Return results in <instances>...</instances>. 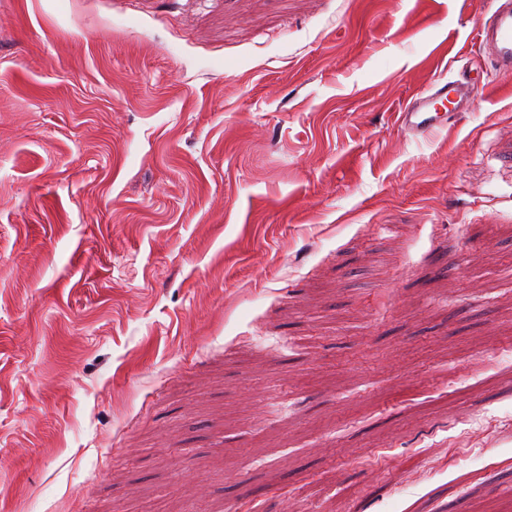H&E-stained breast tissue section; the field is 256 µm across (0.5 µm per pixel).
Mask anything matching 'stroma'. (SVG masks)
<instances>
[{
  "instance_id": "35a3bbf8",
  "label": "stroma",
  "mask_w": 512,
  "mask_h": 512,
  "mask_svg": "<svg viewBox=\"0 0 512 512\" xmlns=\"http://www.w3.org/2000/svg\"><path fill=\"white\" fill-rule=\"evenodd\" d=\"M494 8L0 0V512H512ZM473 99L474 87L468 72L462 70L458 76L437 79L425 92L413 96L397 112L396 122L405 134L424 135L471 112Z\"/></svg>"
}]
</instances>
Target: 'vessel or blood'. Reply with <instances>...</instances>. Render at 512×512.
I'll return each mask as SVG.
<instances>
[{
    "label": "vessel or blood",
    "instance_id": "vessel-or-blood-1",
    "mask_svg": "<svg viewBox=\"0 0 512 512\" xmlns=\"http://www.w3.org/2000/svg\"><path fill=\"white\" fill-rule=\"evenodd\" d=\"M480 44L501 78H512V0H496V7L478 28ZM474 89L467 72L434 81L413 96L396 114L400 129L420 136L459 120L469 112Z\"/></svg>",
    "mask_w": 512,
    "mask_h": 512
}]
</instances>
